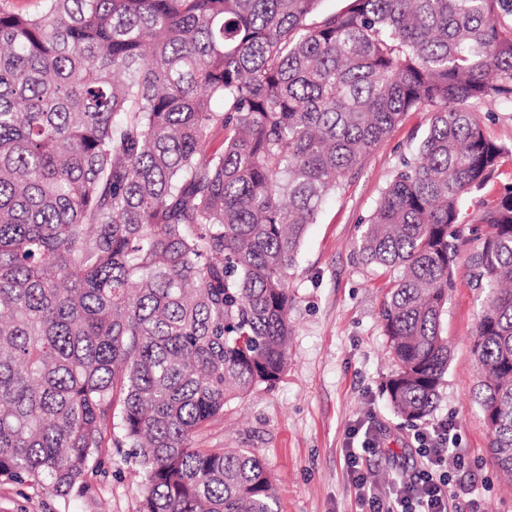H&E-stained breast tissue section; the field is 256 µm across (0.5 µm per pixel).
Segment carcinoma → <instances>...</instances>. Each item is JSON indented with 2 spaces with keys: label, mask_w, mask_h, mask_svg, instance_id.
Here are the masks:
<instances>
[{
  "label": "carcinoma",
  "mask_w": 512,
  "mask_h": 512,
  "mask_svg": "<svg viewBox=\"0 0 512 512\" xmlns=\"http://www.w3.org/2000/svg\"><path fill=\"white\" fill-rule=\"evenodd\" d=\"M43 0L0 9V477L65 498L111 444L140 512H275L249 448L197 430L287 363L306 228L409 112L429 115L361 220L413 424L448 373L460 247L490 459L512 474V0ZM471 108L478 114L484 122L487 136L498 142L508 145L512 144V104H472Z\"/></svg>",
  "instance_id": "carcinoma-1"
}]
</instances>
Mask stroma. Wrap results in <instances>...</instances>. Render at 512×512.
Segmentation results:
<instances>
[{
  "instance_id": "stroma-1",
  "label": "stroma",
  "mask_w": 512,
  "mask_h": 512,
  "mask_svg": "<svg viewBox=\"0 0 512 512\" xmlns=\"http://www.w3.org/2000/svg\"><path fill=\"white\" fill-rule=\"evenodd\" d=\"M426 126V113H408L308 226L289 282L292 334L283 374L226 406L196 435L203 448L254 450L272 478L279 512H361L344 463L350 433L359 426H372L383 448L368 470L378 487L395 468L410 479L420 463L414 427L397 417L383 392L397 369L380 323L388 281L357 262L354 242L360 218L372 211L400 155L413 151ZM470 252L462 246L448 292L444 334L451 358L431 419L455 426L476 512H512V479L489 460L473 397L479 373L470 341L480 302L465 276ZM139 469L126 449L110 446L92 462L85 487L65 498L36 495L0 478V512H140Z\"/></svg>"
}]
</instances>
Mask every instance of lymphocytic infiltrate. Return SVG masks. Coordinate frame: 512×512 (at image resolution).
<instances>
[{
    "label": "lymphocytic infiltrate",
    "mask_w": 512,
    "mask_h": 512,
    "mask_svg": "<svg viewBox=\"0 0 512 512\" xmlns=\"http://www.w3.org/2000/svg\"><path fill=\"white\" fill-rule=\"evenodd\" d=\"M452 426L440 421L420 430L415 439L420 447L421 465L410 480L392 477L387 491L375 493L366 468L380 453L372 431H365L360 448L348 449L345 464L355 495L367 512H475V502L465 493H451L454 473L465 467L463 457L450 447Z\"/></svg>",
    "instance_id": "f902f5d3"
}]
</instances>
